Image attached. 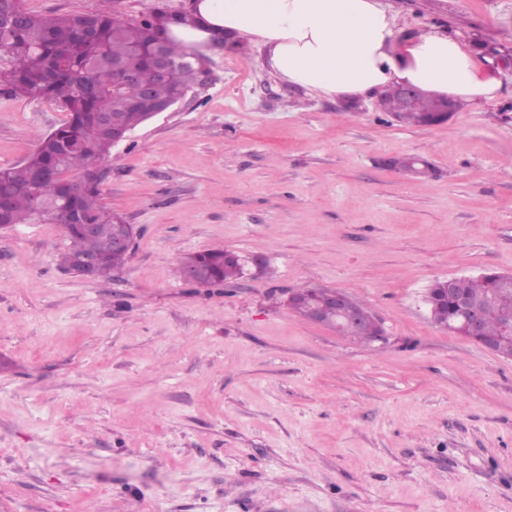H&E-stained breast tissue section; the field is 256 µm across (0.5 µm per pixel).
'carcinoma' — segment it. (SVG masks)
Returning a JSON list of instances; mask_svg holds the SVG:
<instances>
[{
  "instance_id": "cac0c4a2",
  "label": "carcinoma",
  "mask_w": 512,
  "mask_h": 512,
  "mask_svg": "<svg viewBox=\"0 0 512 512\" xmlns=\"http://www.w3.org/2000/svg\"><path fill=\"white\" fill-rule=\"evenodd\" d=\"M172 20L158 9L138 22L123 21L108 12L82 15L36 14L22 7V0H0V87L15 98L54 100L67 118L53 132L37 137L34 150L19 165L0 168V222L32 224L34 197L41 198L42 220L64 227L75 214L87 224L110 227L124 220L104 202L93 168L110 158L112 118L122 102L143 94L135 75L149 70L151 49L163 22ZM170 66L152 84L157 99H170L197 82L186 64L189 48L176 40L166 45ZM120 62L134 76L126 79L119 96H112V63ZM82 176L80 190L72 191L70 178ZM69 242L64 264L85 252H97L103 262L97 277L104 278L127 261L129 254L112 253L108 236L84 238L63 232ZM198 261L210 270L209 286L233 288L244 275L238 255L222 249L197 252L183 263ZM457 287L474 297L494 287L491 276L459 277ZM486 332L507 337L497 354L512 357V289H499L485 323Z\"/></svg>"
}]
</instances>
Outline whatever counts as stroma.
Returning <instances> with one entry per match:
<instances>
[{"mask_svg": "<svg viewBox=\"0 0 512 512\" xmlns=\"http://www.w3.org/2000/svg\"><path fill=\"white\" fill-rule=\"evenodd\" d=\"M190 2L22 0L127 20ZM382 3L399 43L437 27L493 60L497 98L407 125L372 94L282 85L242 36L113 149L104 198L138 233L110 278L69 272L57 225L0 229V512H512V358L423 303L434 280L512 273V0ZM64 118L0 93V167ZM218 248L238 288L183 282ZM311 284L385 341L298 316Z\"/></svg>", "mask_w": 512, "mask_h": 512, "instance_id": "stroma-1", "label": "stroma"}]
</instances>
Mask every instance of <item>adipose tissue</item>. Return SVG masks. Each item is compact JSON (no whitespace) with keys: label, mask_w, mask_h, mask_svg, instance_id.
<instances>
[{"label":"adipose tissue","mask_w":512,"mask_h":512,"mask_svg":"<svg viewBox=\"0 0 512 512\" xmlns=\"http://www.w3.org/2000/svg\"><path fill=\"white\" fill-rule=\"evenodd\" d=\"M193 24L174 37L196 46L248 36L284 85L328 97L366 96L408 83L469 107L496 99L500 84L455 36L431 29L395 43V18L379 0H195Z\"/></svg>","instance_id":"obj_1"}]
</instances>
